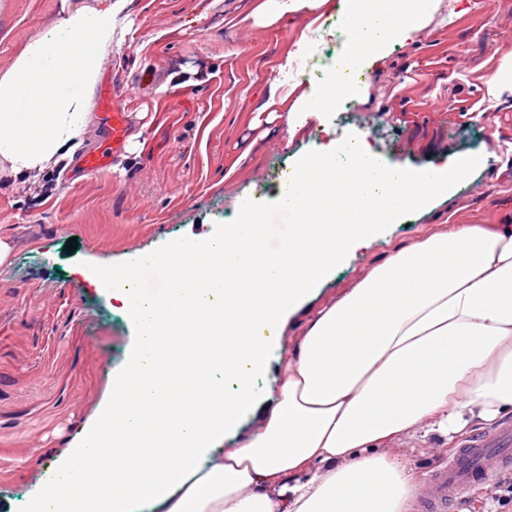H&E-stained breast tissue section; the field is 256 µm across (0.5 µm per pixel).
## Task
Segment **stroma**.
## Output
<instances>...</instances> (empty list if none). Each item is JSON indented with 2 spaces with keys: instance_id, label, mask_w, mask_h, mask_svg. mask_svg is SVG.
<instances>
[{
  "instance_id": "35a3bbf8",
  "label": "stroma",
  "mask_w": 512,
  "mask_h": 512,
  "mask_svg": "<svg viewBox=\"0 0 512 512\" xmlns=\"http://www.w3.org/2000/svg\"><path fill=\"white\" fill-rule=\"evenodd\" d=\"M88 0H0V72L29 43ZM254 0H130L100 65L129 115L111 165L40 173L34 186L0 172V512H27L31 497L112 402L139 328L114 312L98 270L135 263L184 238L218 235L246 210L288 232L283 179L327 138L365 133L387 165L425 167L471 155L477 163L447 196L414 208L351 254L290 314L282 341L368 276L395 250L453 224H512V96L493 99L488 80L512 55V0H435L427 25L391 45L353 98L296 112L269 128L252 124L272 82L292 86L308 70L326 82L346 49L335 16L301 10L254 26ZM307 43H299V32ZM150 72L139 89L140 72ZM77 248H66L69 238ZM458 442L405 435L393 455L415 492Z\"/></svg>"
}]
</instances>
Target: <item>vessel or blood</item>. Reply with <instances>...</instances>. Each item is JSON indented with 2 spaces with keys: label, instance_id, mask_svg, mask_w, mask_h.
Returning a JSON list of instances; mask_svg holds the SVG:
<instances>
[{
  "label": "vessel or blood",
  "instance_id": "b4317fda",
  "mask_svg": "<svg viewBox=\"0 0 512 512\" xmlns=\"http://www.w3.org/2000/svg\"><path fill=\"white\" fill-rule=\"evenodd\" d=\"M107 122V151L82 156L83 172L103 170L108 156L119 153L127 136V114L119 105L109 104ZM512 468V421L495 425L463 442L448 457L446 466L430 471L426 490L415 503L416 512H448L450 503L465 497L477 483L495 480L503 471Z\"/></svg>",
  "mask_w": 512,
  "mask_h": 512
}]
</instances>
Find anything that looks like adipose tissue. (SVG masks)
I'll use <instances>...</instances> for the list:
<instances>
[{
	"instance_id": "ef3b65f1",
	"label": "adipose tissue",
	"mask_w": 512,
	"mask_h": 512,
	"mask_svg": "<svg viewBox=\"0 0 512 512\" xmlns=\"http://www.w3.org/2000/svg\"><path fill=\"white\" fill-rule=\"evenodd\" d=\"M127 4L68 12L0 73V161L13 174L72 159L112 21ZM302 9L335 13L359 66L411 39L434 3L258 0L252 17L271 27ZM349 90L335 79L292 99L273 83L258 109L316 112ZM473 165L462 156L449 168L386 166L358 132L298 163L287 206L295 224L280 245L246 211L223 235L156 255L172 268L161 294L140 290L137 268L113 271L109 294L139 325L136 359L43 485L38 512H402L411 478L391 441L424 426L451 436L512 411L511 224H457L399 248L306 323L271 405L255 380L316 282ZM252 269L258 277L229 285V272ZM214 332L231 343L215 362L233 392L193 383L172 392L169 364L195 375L183 355ZM162 402L173 414L143 418ZM253 414L258 428L225 448L226 432Z\"/></svg>"
}]
</instances>
